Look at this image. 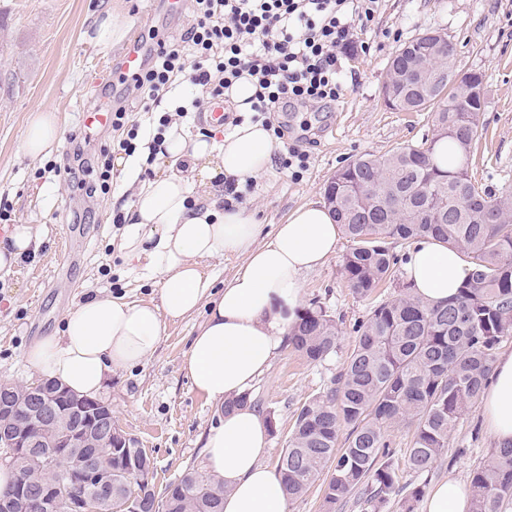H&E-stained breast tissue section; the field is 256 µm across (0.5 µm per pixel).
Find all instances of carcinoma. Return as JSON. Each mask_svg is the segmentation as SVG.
Listing matches in <instances>:
<instances>
[{
    "mask_svg": "<svg viewBox=\"0 0 512 512\" xmlns=\"http://www.w3.org/2000/svg\"><path fill=\"white\" fill-rule=\"evenodd\" d=\"M424 41L415 38L390 61L388 69L413 70L429 62ZM444 83L425 97L416 84L397 87L399 109L421 112L437 107L440 130L428 143L381 155L365 154L341 168L343 181L331 179L324 196L336 223L353 247L342 270L353 293L369 298L391 278L397 255L385 239L397 242L432 237L463 250L470 270L457 295L446 305L429 306L409 291L373 306L357 325L354 347L331 385L297 411L287 448L278 463L289 499L301 497L332 469L324 482L323 512H340L353 492L361 491L365 512H383L400 492L393 467L390 428H413L408 468L430 471L448 448V436L484 392L500 342L512 336V209L486 194L469 176L472 147L478 137L477 115L485 95ZM336 321L321 306L305 310L288 332V345L312 362L335 351ZM29 390L0 384V420L27 427L23 413L9 407ZM349 428L337 447L341 427ZM64 425L30 430L41 442L59 439ZM89 459L112 456V494L77 476H65L42 449L31 448L9 462L19 477L0 491L12 498L20 485L36 492L57 487L56 512L84 500V512H126L123 471L136 470L135 512H223L224 483L195 468L185 470L159 490L153 482L152 456L133 448H111L106 436L91 431ZM471 512H504L512 502V446L496 448L471 475Z\"/></svg>",
    "mask_w": 512,
    "mask_h": 512,
    "instance_id": "carcinoma-1",
    "label": "carcinoma"
}]
</instances>
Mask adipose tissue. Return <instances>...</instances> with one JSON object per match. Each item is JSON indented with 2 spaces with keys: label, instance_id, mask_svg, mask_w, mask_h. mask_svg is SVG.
<instances>
[{
  "label": "adipose tissue",
  "instance_id": "adipose-tissue-1",
  "mask_svg": "<svg viewBox=\"0 0 512 512\" xmlns=\"http://www.w3.org/2000/svg\"><path fill=\"white\" fill-rule=\"evenodd\" d=\"M129 31L119 6L102 12L82 34L98 52L111 53ZM61 135L58 113L30 115L21 139L24 155L37 159ZM275 140L267 125L244 121L223 141L190 138L171 123L156 154V177L135 185L122 233L125 260L141 263L144 279L162 278L159 302H131L98 295L68 314L60 334L46 336L25 353L29 369L81 396H96L112 373L148 359L159 346L161 321L182 320L208 306L184 368L195 390L214 404L239 397L278 354L303 301L301 276L324 265L342 229L327 205L310 201L284 223L264 231L255 211L225 204L218 184L259 178L270 170ZM196 174L188 183L184 169ZM35 225L16 224L0 240V269L37 251ZM242 255L231 280L215 288L201 265L205 259ZM469 271L459 249L431 238L418 241L406 257L413 294L431 305L453 298ZM481 414L496 446L512 444V351L494 361L480 398ZM268 423L256 406L225 412L203 443L207 472L222 479L224 512H287L280 472L263 463ZM470 490L448 479L432 486L422 512H470Z\"/></svg>",
  "mask_w": 512,
  "mask_h": 512
}]
</instances>
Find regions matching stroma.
<instances>
[{
    "label": "stroma",
    "instance_id": "obj_1",
    "mask_svg": "<svg viewBox=\"0 0 512 512\" xmlns=\"http://www.w3.org/2000/svg\"><path fill=\"white\" fill-rule=\"evenodd\" d=\"M112 0H0V207L15 224H36L41 246L34 258L0 271V383L29 386L37 381L24 362L26 349L42 337L58 334L65 316L85 298L124 296L132 301H158L161 281H145L138 263L125 262L120 245L122 225L113 223L117 206L131 203L128 176L112 172V192L86 196L76 182L46 171V162L72 157L82 144V177L103 151L111 150L113 133L85 129L84 108L114 101L134 103L131 87L99 77L103 63L118 62L121 48L103 55L81 38L93 16ZM131 33L147 37L149 29L179 37L194 17L183 11L173 20L150 15L152 0H120ZM428 29L448 34L456 45L450 63L457 75L485 76V108L479 114L478 138L469 172L493 197L512 198V0H381L359 40L369 53L345 59L346 90L321 112L289 113L292 127L307 121L312 134L301 146L308 154L306 170L285 168L289 139L276 142L272 168L254 181L242 200L257 209L262 223L279 224L298 205L322 197L336 171L363 154H384L418 146L436 134L435 111L399 112L385 106L381 86L388 60ZM58 112L63 133L47 160L33 161L21 151L22 131L30 112ZM74 235L72 263L55 271L62 237ZM350 247L341 240L321 267L304 274V304L318 303L338 326L337 348L312 363L282 346L270 368L248 390L250 399L271 417L264 461L277 466L286 448L294 414L308 398L329 386L349 356L353 327L371 308L393 300L408 283L403 266L372 297H357L342 273V256ZM207 316L165 322L162 340L143 363L113 375L102 396L112 406L113 420L128 437L149 449L156 463L155 483L164 485L186 468H202V437L223 418L197 392L183 368L193 336ZM390 438L397 453L393 464L401 485L429 490L455 478L469 481L471 471L495 448L479 408L462 416L448 438L446 455L430 472L417 474L406 463L412 430L398 427Z\"/></svg>",
    "mask_w": 512,
    "mask_h": 512
}]
</instances>
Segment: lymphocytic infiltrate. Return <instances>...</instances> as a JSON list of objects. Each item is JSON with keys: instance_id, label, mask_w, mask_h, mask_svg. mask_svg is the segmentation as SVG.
<instances>
[{"instance_id": "f902f5d3", "label": "lymphocytic infiltrate", "mask_w": 512, "mask_h": 512, "mask_svg": "<svg viewBox=\"0 0 512 512\" xmlns=\"http://www.w3.org/2000/svg\"><path fill=\"white\" fill-rule=\"evenodd\" d=\"M380 0H191L193 23L173 41L157 40L132 84L140 99L161 102L177 78L196 91L177 113L223 98L242 76L257 91L252 111L336 102L342 60Z\"/></svg>"}]
</instances>
